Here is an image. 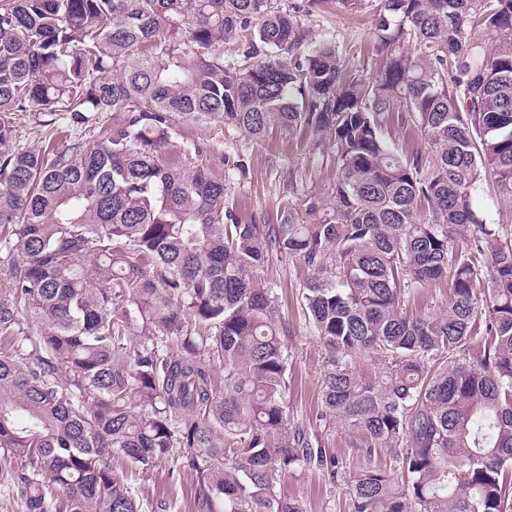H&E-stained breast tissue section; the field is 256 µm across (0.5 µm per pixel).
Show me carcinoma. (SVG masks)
<instances>
[{
  "label": "carcinoma",
  "instance_id": "obj_1",
  "mask_svg": "<svg viewBox=\"0 0 512 512\" xmlns=\"http://www.w3.org/2000/svg\"><path fill=\"white\" fill-rule=\"evenodd\" d=\"M321 2L0 0V244L18 256L0 290V495L25 512H141L114 453L146 473L185 450L207 512H302L281 478L337 477L290 422L288 327L258 276L273 255L314 271L325 410L401 464L400 484L350 475L352 512H512V239L473 208L488 177L512 200V0H379L372 78L307 40L299 12ZM27 112L69 144L20 145ZM395 112L423 139L406 156L381 136ZM181 122L328 138L330 203L240 222L224 178L163 161ZM442 278L444 311H401ZM363 353L370 380L349 364Z\"/></svg>",
  "mask_w": 512,
  "mask_h": 512
}]
</instances>
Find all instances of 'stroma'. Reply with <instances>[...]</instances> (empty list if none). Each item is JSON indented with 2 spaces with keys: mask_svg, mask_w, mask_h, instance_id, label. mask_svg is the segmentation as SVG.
<instances>
[{
  "mask_svg": "<svg viewBox=\"0 0 512 512\" xmlns=\"http://www.w3.org/2000/svg\"><path fill=\"white\" fill-rule=\"evenodd\" d=\"M302 24L310 40L333 39L346 62L365 63L367 75L377 73L372 8L349 13L333 2L303 17ZM174 142V150H163V157L197 162L224 176L230 185L225 203L246 224L276 223L287 203H301L305 195L326 189L336 177L329 144H318L312 134L283 127L255 138L232 128L220 134L212 127L183 122L176 129ZM473 206L487 223L512 234V202L500 198L492 181L480 184ZM312 275V270L295 258L270 260L262 273L270 297L288 325L286 402L291 422L303 429L312 447L335 456L339 476L334 479L326 470L300 466L281 479L276 491L299 500L304 512H350L345 475L368 464L394 475L399 465L388 448L365 454L358 432L322 412L323 378L331 354L302 306V289ZM111 466L134 488L142 512H158L161 503L165 512H201L183 452H176L146 474L120 454L113 456Z\"/></svg>",
  "mask_w": 512,
  "mask_h": 512,
  "instance_id": "1",
  "label": "stroma"
}]
</instances>
